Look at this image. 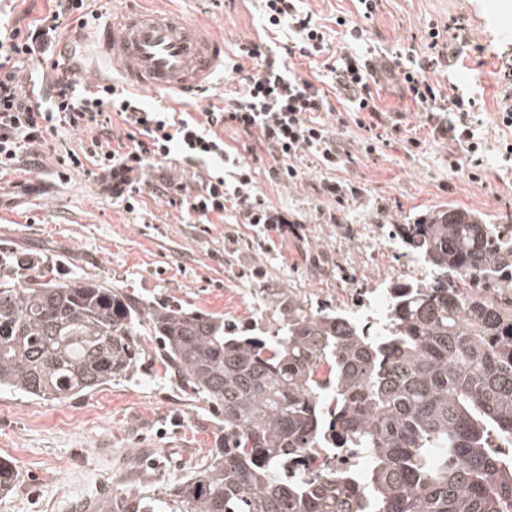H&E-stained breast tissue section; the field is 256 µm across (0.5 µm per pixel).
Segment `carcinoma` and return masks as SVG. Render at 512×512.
Here are the masks:
<instances>
[{"instance_id":"carcinoma-1","label":"carcinoma","mask_w":512,"mask_h":512,"mask_svg":"<svg viewBox=\"0 0 512 512\" xmlns=\"http://www.w3.org/2000/svg\"><path fill=\"white\" fill-rule=\"evenodd\" d=\"M399 237L430 279L387 289L373 333L290 300L275 335H242L15 251L0 258V389L62 402L130 372L135 337L157 339L224 437L137 512H512V454L493 452L512 449V224L450 206ZM320 445L373 467L284 473Z\"/></svg>"}]
</instances>
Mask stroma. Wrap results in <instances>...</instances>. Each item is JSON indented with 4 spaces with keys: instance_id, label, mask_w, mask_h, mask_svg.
<instances>
[{
    "instance_id": "1",
    "label": "stroma",
    "mask_w": 512,
    "mask_h": 512,
    "mask_svg": "<svg viewBox=\"0 0 512 512\" xmlns=\"http://www.w3.org/2000/svg\"><path fill=\"white\" fill-rule=\"evenodd\" d=\"M104 20L127 9H168L202 20L224 41V69L211 89L233 96L229 77L240 64L241 43L256 38L259 0H102ZM318 23L335 29L346 17L363 30V44L422 55L429 27L451 42L450 19H464L472 42L464 65L451 77L474 91L476 132L485 140L480 180L448 171L447 140L432 136L424 114L400 98L397 79L377 85L378 105L404 115L403 134L378 143L366 155L354 123L335 131L349 156L329 172L314 158L304 162V181L277 183L260 163L256 190L297 224V231L262 250L249 237L224 238L235 221L225 212L211 229L192 223L168 198L154 194L160 177H177L178 165L159 166L144 187L143 205L127 212L101 182L71 172L57 178L54 160L43 168L0 177V254L25 247L53 263L56 273L84 275L109 287L165 304L223 316L247 334L274 335L289 300L347 310L357 295L385 294L397 282H423L429 269L406 255L393 238L398 224L414 223L446 206L485 214L491 223L512 216V165L503 162L493 117L501 90L503 58L512 59V0H379L364 18L358 0H304ZM418 139L412 148L410 139ZM40 182L43 193L24 195L19 178ZM327 177L347 191L344 201L318 196ZM224 428L208 404L167 368L157 341L147 342L130 373L96 390L57 402L0 389V461L15 470L0 491V512H124L135 498L157 495L188 475Z\"/></svg>"
}]
</instances>
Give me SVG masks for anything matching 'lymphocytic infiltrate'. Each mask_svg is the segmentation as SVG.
<instances>
[{
    "label": "lymphocytic infiltrate",
    "instance_id": "f902f5d3",
    "mask_svg": "<svg viewBox=\"0 0 512 512\" xmlns=\"http://www.w3.org/2000/svg\"><path fill=\"white\" fill-rule=\"evenodd\" d=\"M98 0H45L40 16L27 23L0 21V173L20 165L39 168L41 152L52 153L59 178L85 170L89 179L112 173L123 175L119 193L127 210L139 208V176L179 154L191 166H204L200 180L189 186L169 181L156 184L157 194L170 197L172 205L197 224L223 218L235 211L238 228L227 231L235 242L243 230L283 237L294 231L265 198L254 191L256 168L247 152L262 146L272 164L270 179L296 182L303 175L302 162L315 158L325 170L342 162L343 148L322 121L333 113L324 90L295 70L293 58H315L327 53L326 34L311 14L301 13L296 0H262L267 22L256 39L241 44L249 68H237V96L222 104L208 103L199 115L171 108L143 107L133 92L112 85L91 91L82 88L76 74L62 70L67 47L62 46L66 25L85 29L99 19ZM294 37L280 42L281 26ZM427 50L419 62L400 59L381 63L353 56L329 65L337 85L350 99L359 128L367 132L365 151L373 153L381 140L383 112L370 87L378 74L399 77L405 95L426 114L434 134L456 145L448 170L468 169L477 178L484 164V150L476 137L472 113L477 102L457 85L442 86L433 73L448 71V61L461 57L462 46H440L438 32H430ZM126 126L124 140L112 135V119ZM86 133L79 149H60L53 138L64 128ZM230 127L244 137L241 150L228 149L220 131Z\"/></svg>",
    "mask_w": 512,
    "mask_h": 512
}]
</instances>
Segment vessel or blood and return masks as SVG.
I'll use <instances>...</instances> for the list:
<instances>
[{"instance_id": "vessel-or-blood-1", "label": "vessel or blood", "mask_w": 512, "mask_h": 512, "mask_svg": "<svg viewBox=\"0 0 512 512\" xmlns=\"http://www.w3.org/2000/svg\"><path fill=\"white\" fill-rule=\"evenodd\" d=\"M97 64L90 74L118 77L127 89H149L189 98L224 67V42L209 26L171 13L120 12L92 37Z\"/></svg>"}]
</instances>
